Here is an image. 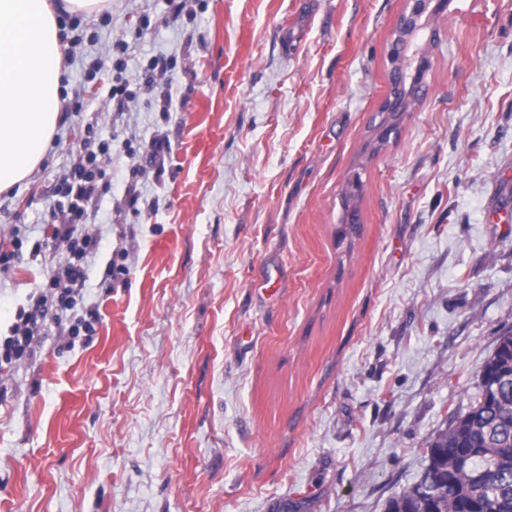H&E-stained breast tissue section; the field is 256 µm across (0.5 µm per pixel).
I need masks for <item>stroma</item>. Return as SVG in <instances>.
<instances>
[{
    "mask_svg": "<svg viewBox=\"0 0 512 512\" xmlns=\"http://www.w3.org/2000/svg\"><path fill=\"white\" fill-rule=\"evenodd\" d=\"M188 3L62 20L61 95L96 59L141 90L121 113L87 94L0 193V251L25 237L0 269L6 337L64 261L50 224L86 124L112 143L88 226L94 334L46 317L0 366V512H384L512 330V0L436 16L430 93L372 159L404 0ZM157 135L164 171L131 176L127 144Z\"/></svg>",
    "mask_w": 512,
    "mask_h": 512,
    "instance_id": "35a3bbf8",
    "label": "stroma"
}]
</instances>
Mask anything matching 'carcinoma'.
Masks as SVG:
<instances>
[{
	"label": "carcinoma",
	"mask_w": 512,
	"mask_h": 512,
	"mask_svg": "<svg viewBox=\"0 0 512 512\" xmlns=\"http://www.w3.org/2000/svg\"><path fill=\"white\" fill-rule=\"evenodd\" d=\"M353 193L342 196V237L359 232ZM478 375L490 380L464 414L451 416L447 429L428 441L423 481L430 498L415 483L392 496L385 512H512V331L502 334Z\"/></svg>",
	"instance_id": "cac0c4a2"
}]
</instances>
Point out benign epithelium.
Here are the masks:
<instances>
[{"label":"benign epithelium","mask_w":512,"mask_h":512,"mask_svg":"<svg viewBox=\"0 0 512 512\" xmlns=\"http://www.w3.org/2000/svg\"><path fill=\"white\" fill-rule=\"evenodd\" d=\"M451 0H406L391 39L386 45L389 64V87L381 99L376 115H390L400 111L403 73L412 67L411 78L422 94H427V73L431 57L427 47L440 41V30L431 24V18L448 9Z\"/></svg>","instance_id":"1"}]
</instances>
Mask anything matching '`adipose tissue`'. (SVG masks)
<instances>
[{
  "mask_svg": "<svg viewBox=\"0 0 512 512\" xmlns=\"http://www.w3.org/2000/svg\"><path fill=\"white\" fill-rule=\"evenodd\" d=\"M102 2L62 0L61 9L91 14ZM58 10L50 0H0V192L40 164L60 121Z\"/></svg>",
  "mask_w": 512,
  "mask_h": 512,
  "instance_id": "1",
  "label": "adipose tissue"
}]
</instances>
